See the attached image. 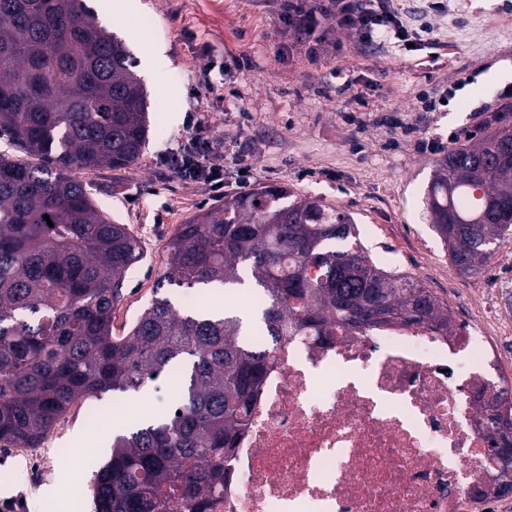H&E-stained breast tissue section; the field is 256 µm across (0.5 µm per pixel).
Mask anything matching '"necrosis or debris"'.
Instances as JSON below:
<instances>
[{"instance_id": "necrosis-or-debris-1", "label": "necrosis or debris", "mask_w": 512, "mask_h": 512, "mask_svg": "<svg viewBox=\"0 0 512 512\" xmlns=\"http://www.w3.org/2000/svg\"><path fill=\"white\" fill-rule=\"evenodd\" d=\"M484 333L382 327L272 354L211 512H469L494 481Z\"/></svg>"}]
</instances>
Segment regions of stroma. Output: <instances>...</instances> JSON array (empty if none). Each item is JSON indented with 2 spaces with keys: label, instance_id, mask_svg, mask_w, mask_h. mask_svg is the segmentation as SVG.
Segmentation results:
<instances>
[{
  "label": "stroma",
  "instance_id": "35a3bbf8",
  "mask_svg": "<svg viewBox=\"0 0 512 512\" xmlns=\"http://www.w3.org/2000/svg\"><path fill=\"white\" fill-rule=\"evenodd\" d=\"M98 23L126 46L147 91L148 146L132 166L79 172L96 202L139 238L143 259L127 274L112 312V333L125 334L155 296L166 244L203 206L261 185H281L351 213L359 240L377 265L428 288L459 328L481 323L503 353L500 377L512 380V237L501 240L488 270L460 275L435 234L423 196L437 159L482 130L488 120L512 124V0H448V14L426 19L423 0H407L414 24L432 22L435 42L401 51L392 42L347 43L341 57L309 59L277 31L274 0H127L109 13L86 0ZM153 25L143 30L139 17ZM162 47L155 67L146 49ZM224 69L215 88L199 80L207 63ZM447 106L433 101L448 87ZM204 122L224 168L215 189L172 169L173 155L194 152ZM250 287L199 288L200 304L171 297L196 314L215 306L248 319ZM133 400L108 393L76 403L37 448L0 445V503L20 512H94L90 485L110 453L115 421ZM111 423L95 428L89 408ZM80 449L72 471L57 449Z\"/></svg>",
  "mask_w": 512,
  "mask_h": 512
}]
</instances>
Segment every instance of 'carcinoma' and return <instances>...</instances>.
Instances as JSON below:
<instances>
[{
    "label": "carcinoma",
    "mask_w": 512,
    "mask_h": 512,
    "mask_svg": "<svg viewBox=\"0 0 512 512\" xmlns=\"http://www.w3.org/2000/svg\"><path fill=\"white\" fill-rule=\"evenodd\" d=\"M85 0H0V444L37 448L77 402L138 393L182 370L184 394L112 439L91 486L94 512H208L249 425L271 353L289 336L385 325L448 330L428 289L363 254L353 217L277 185L224 196L179 225L155 297L123 336L112 310L138 238L92 202L80 170L133 165L147 144L143 83ZM456 271L481 274L512 233V126L452 147L425 198ZM49 219H44V216ZM255 322L179 310L164 288L242 285Z\"/></svg>",
    "instance_id": "cac0c4a2"
}]
</instances>
